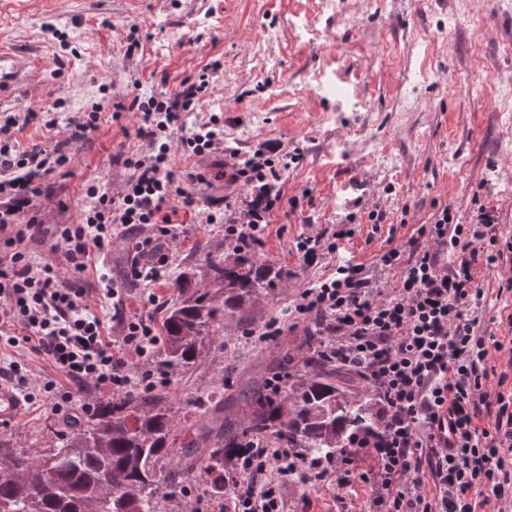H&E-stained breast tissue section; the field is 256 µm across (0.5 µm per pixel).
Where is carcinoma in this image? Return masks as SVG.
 Here are the masks:
<instances>
[{"mask_svg":"<svg viewBox=\"0 0 512 512\" xmlns=\"http://www.w3.org/2000/svg\"><path fill=\"white\" fill-rule=\"evenodd\" d=\"M210 271L207 290L177 275L178 297L162 318L161 368L186 372L206 357L216 328L248 303L292 276L258 262L252 249L224 248L216 259L201 246ZM286 395L266 397L265 380L244 393L249 431L271 434L308 456L330 459L355 437L382 431L370 394L354 387L358 373L312 353ZM92 409L37 456L0 439V512H167L163 483L188 482L200 473L213 493L224 492V470L241 451L237 423L224 418V396L213 395L191 428L180 426L165 394L143 389L92 397Z\"/></svg>","mask_w":512,"mask_h":512,"instance_id":"carcinoma-1","label":"carcinoma"}]
</instances>
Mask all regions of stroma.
Returning <instances> with one entry per match:
<instances>
[{
    "mask_svg": "<svg viewBox=\"0 0 512 512\" xmlns=\"http://www.w3.org/2000/svg\"><path fill=\"white\" fill-rule=\"evenodd\" d=\"M507 0H0V43L23 49L41 70L31 84L0 102V118L54 112L48 128L34 121L16 138L21 146L66 142L68 163L33 197L41 228L30 241L35 257L53 260L60 224H77L90 186L118 190L129 176L124 158L144 150L137 135L134 97L175 93L219 63L209 94L184 118L182 134L201 119L222 114L224 141L247 154L268 142L297 154L272 183L282 202L270 232L256 248L260 261L288 268V280L248 307L228 316L208 357L186 373L161 382L185 424L198 411L190 400L220 391L224 415L237 417L236 398L246 384L277 371L293 374L307 353L306 325L289 314L310 287L343 257L364 264L378 287H396L400 268L379 263L384 251L425 246L418 228L442 207L469 223L479 206L495 208L496 234L512 236V43L493 37ZM141 47L127 55L128 43ZM99 107L96 127L69 140L68 119ZM195 205L179 208L176 239L170 240L171 274L201 269L198 250L224 252V227L200 223L202 212L233 216L252 194L225 158L210 154L178 158ZM297 206H290V199ZM378 213L372 223L369 213ZM355 216V234L339 254L316 264L295 250L299 236L332 234ZM131 243L115 237L101 270L83 282L92 309L110 323L112 302L99 295V275L117 280L128 309L147 308L160 320L178 295L169 280L152 284L124 279ZM475 285L485 304L480 332L512 334V258L478 262ZM154 305H145L147 293ZM273 318L284 334L252 345L242 336ZM291 362H282L284 353ZM49 404L25 405L0 422V438L39 455L51 447L57 421ZM288 512H370L374 489L357 484L346 503L330 488L288 477ZM173 512H219L208 480L176 487Z\"/></svg>",
    "mask_w": 512,
    "mask_h": 512,
    "instance_id": "35a3bbf8",
    "label": "stroma"
}]
</instances>
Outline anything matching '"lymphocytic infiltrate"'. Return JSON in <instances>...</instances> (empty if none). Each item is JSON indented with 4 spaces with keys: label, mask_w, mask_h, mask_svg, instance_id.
<instances>
[{
    "label": "lymphocytic infiltrate",
    "mask_w": 512,
    "mask_h": 512,
    "mask_svg": "<svg viewBox=\"0 0 512 512\" xmlns=\"http://www.w3.org/2000/svg\"><path fill=\"white\" fill-rule=\"evenodd\" d=\"M219 69L211 64L178 93L134 99L138 134L147 147L124 159L131 175L120 192L89 188L81 223L58 225L53 247L58 263L39 261L30 252L28 242L40 229L34 216L16 225L0 249V347L14 353L0 366V375L28 402L43 401L55 413L71 414L90 383L106 393L154 387L152 361L160 339L152 317L126 311L116 282L105 281L103 294L112 298L113 316L122 327L121 336H106L102 320L86 303L82 277L94 251L119 235L132 241L128 277L149 283L168 265L169 203L179 198L185 206L193 204L173 171L176 158L223 148L224 123L214 114L182 140L174 133ZM13 124L10 117L0 122L5 175L0 198L11 215L28 208L40 180L69 160L61 142L21 149L9 136ZM273 152L265 142L237 164L255 198L246 222L225 223V241L251 247L268 235L277 204L269 183L277 175ZM497 222L495 211L484 206L467 225L456 223L450 208L438 210L418 233L451 248L453 265L440 267L428 249L406 255L387 250L380 256L382 266L403 269L390 294L376 288L363 264L350 261L335 264L303 289L294 312L312 322L318 354L354 367L378 399L384 431L370 445L373 464L363 473L350 458L321 461L284 448L273 436H252L238 463L250 479L235 482L224 512H285L279 483L293 475L344 492L354 481L372 482L374 512H478L482 503L512 502V391L492 395L485 389L489 352L505 344L480 334L484 293L474 286L478 258L492 264L512 253V241L502 243L496 236ZM481 242L486 250H478ZM62 264L72 273L66 285L59 281ZM27 351L42 355L50 372L30 376L23 358ZM484 414L493 427L482 432L477 420ZM443 426L448 440L442 445L437 432ZM427 476L435 488L431 494L422 488Z\"/></svg>",
    "instance_id": "obj_1"
}]
</instances>
